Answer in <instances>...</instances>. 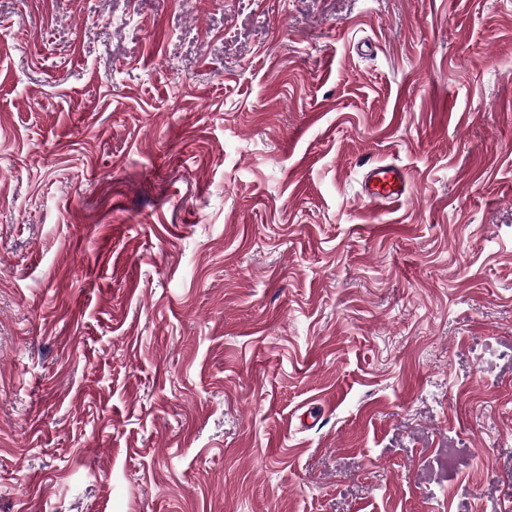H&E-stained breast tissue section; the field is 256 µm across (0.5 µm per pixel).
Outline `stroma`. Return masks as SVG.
<instances>
[{"instance_id":"obj_1","label":"stroma","mask_w":512,"mask_h":512,"mask_svg":"<svg viewBox=\"0 0 512 512\" xmlns=\"http://www.w3.org/2000/svg\"><path fill=\"white\" fill-rule=\"evenodd\" d=\"M510 505L512 0H0V512ZM404 170L395 164L371 165L363 180L360 195L369 203L396 206L408 193Z\"/></svg>"}]
</instances>
